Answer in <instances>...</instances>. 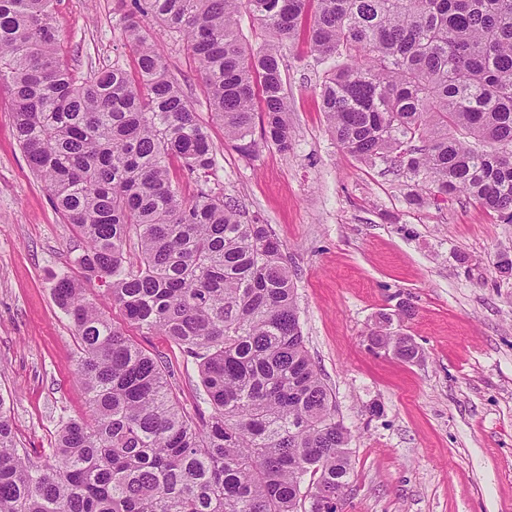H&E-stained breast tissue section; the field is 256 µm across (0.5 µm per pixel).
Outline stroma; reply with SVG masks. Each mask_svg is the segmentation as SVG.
Returning <instances> with one entry per match:
<instances>
[{
	"label": "stroma",
	"mask_w": 512,
	"mask_h": 512,
	"mask_svg": "<svg viewBox=\"0 0 512 512\" xmlns=\"http://www.w3.org/2000/svg\"><path fill=\"white\" fill-rule=\"evenodd\" d=\"M114 0H58L61 55L86 73L132 68ZM201 119L209 111L186 51L150 30ZM281 71L293 145L242 156L210 122L214 191L238 199L281 241L293 273L309 354L351 433L344 512H512V276L493 268L512 253V224L465 196L419 208L390 164L356 161L330 135L319 84L325 64L303 43L285 46ZM11 94L0 87V393L19 447L54 465L60 418L85 417L78 351L53 290L81 278L85 242L54 208L16 139ZM398 328L422 356L404 363L367 335L401 302ZM173 371L186 407L202 390L194 365L167 337L126 327ZM379 414H370L371 404Z\"/></svg>",
	"instance_id": "stroma-1"
}]
</instances>
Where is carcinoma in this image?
<instances>
[{
  "label": "carcinoma",
  "instance_id": "cac0c4a2",
  "mask_svg": "<svg viewBox=\"0 0 512 512\" xmlns=\"http://www.w3.org/2000/svg\"><path fill=\"white\" fill-rule=\"evenodd\" d=\"M115 2L134 71L83 76L61 59L54 0H0V84L30 166L87 244L85 280L194 362L205 407L188 412L163 362L60 278L90 418L60 420L44 469L19 451L0 394V512H336L323 507L349 486L350 433L307 350L282 244L209 186L215 146L149 31L182 44L244 156L291 148L281 57L305 37L330 63L320 96L348 154L398 166L416 205L465 194L512 224V0ZM244 14L269 34L256 48Z\"/></svg>",
  "mask_w": 512,
  "mask_h": 512
}]
</instances>
